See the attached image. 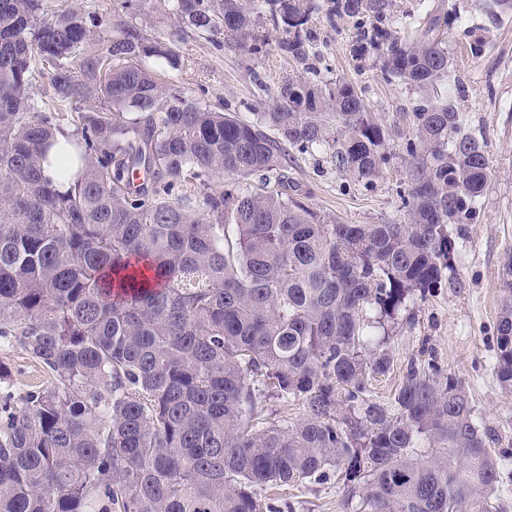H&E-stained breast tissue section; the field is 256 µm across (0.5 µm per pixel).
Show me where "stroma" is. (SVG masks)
Listing matches in <instances>:
<instances>
[{"mask_svg": "<svg viewBox=\"0 0 512 512\" xmlns=\"http://www.w3.org/2000/svg\"><path fill=\"white\" fill-rule=\"evenodd\" d=\"M456 20L445 26L452 67L464 80L458 102L469 116L472 134L483 144L491 168L480 217L452 227L454 269L449 282L425 299L408 302L395 321L387 323L388 345L394 354L390 373L370 384V399L388 403L410 359L436 362L443 373L460 377L473 400L488 446L512 451V390L498 381L495 333L501 305V261L512 254V15L493 17L473 6L474 0H449ZM87 11L101 18L102 36L110 38L121 25H143L150 39L174 42L183 67L174 74L177 90L189 99L253 120L270 111L276 86L298 75L312 81L345 77L362 91L375 116L391 126L389 147L395 157L373 188L349 185L324 156L293 155L288 174L317 213L343 224L403 222L398 196L406 181V164L398 152L411 133L401 112L413 92L388 79L375 55L353 52L352 23L330 27L313 24L314 40L306 62L280 57L282 28L261 19L259 32L268 40L265 57L254 59L229 48L223 33L201 32L179 22L167 0H84ZM481 29L487 44L481 55L466 48V30ZM286 512H352L346 492L332 484L304 483L272 494Z\"/></svg>", "mask_w": 512, "mask_h": 512, "instance_id": "stroma-1", "label": "stroma"}]
</instances>
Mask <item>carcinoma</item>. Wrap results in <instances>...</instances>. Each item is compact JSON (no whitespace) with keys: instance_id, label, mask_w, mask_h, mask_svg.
<instances>
[{"instance_id":"carcinoma-1","label":"carcinoma","mask_w":512,"mask_h":512,"mask_svg":"<svg viewBox=\"0 0 512 512\" xmlns=\"http://www.w3.org/2000/svg\"><path fill=\"white\" fill-rule=\"evenodd\" d=\"M169 2L251 56L266 16L296 60L314 16L353 22L356 52L415 94L404 222L339 224L288 193L292 152L366 188L392 159L349 79L291 78L244 121L148 68L182 61L137 26L103 42L81 0H0V342L43 376L17 400L0 363V512H281L262 492L306 481L356 512H499L512 454L486 447L462 379L412 360L389 405L368 397L394 363L375 329L448 280L449 226L473 223L490 178L448 81L444 0L400 32L391 0ZM58 135L64 190L43 172ZM501 292L512 387V256ZM270 399L302 416L264 418Z\"/></svg>"}]
</instances>
